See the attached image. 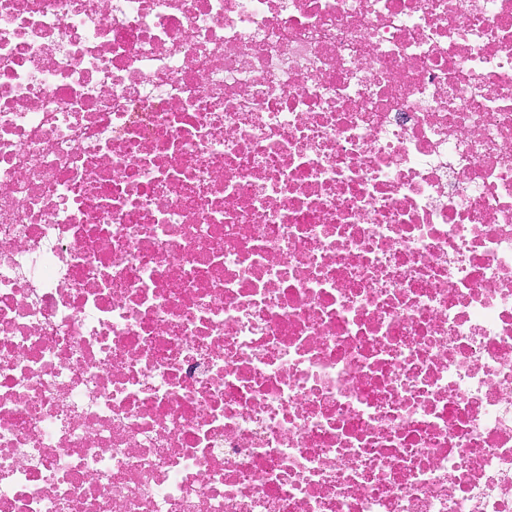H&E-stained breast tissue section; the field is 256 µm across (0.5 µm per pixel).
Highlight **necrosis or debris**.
<instances>
[{"instance_id":"necrosis-or-debris-1","label":"necrosis or debris","mask_w":512,"mask_h":512,"mask_svg":"<svg viewBox=\"0 0 512 512\" xmlns=\"http://www.w3.org/2000/svg\"><path fill=\"white\" fill-rule=\"evenodd\" d=\"M0 512H512V0H0Z\"/></svg>"}]
</instances>
